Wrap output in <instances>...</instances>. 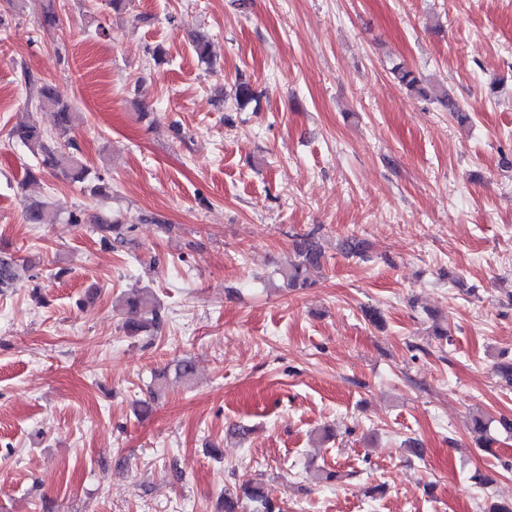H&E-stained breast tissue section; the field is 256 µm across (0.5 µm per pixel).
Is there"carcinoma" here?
<instances>
[{
  "instance_id": "carcinoma-1",
  "label": "carcinoma",
  "mask_w": 512,
  "mask_h": 512,
  "mask_svg": "<svg viewBox=\"0 0 512 512\" xmlns=\"http://www.w3.org/2000/svg\"><path fill=\"white\" fill-rule=\"evenodd\" d=\"M59 23V14L55 0H47L39 18V26L43 29L53 28ZM193 51L199 62L207 66L213 65L211 42L204 33H196L191 37ZM398 81L411 91L425 96L427 92L420 88V79L414 71L403 66L393 68ZM25 82L33 93L35 106L54 112V128L45 130L36 123H27L10 130L9 138L23 144L35 158V164L26 170L30 181L36 180L45 172L71 183L80 184L90 196L106 199L112 195V183L92 169L78 155L73 133L78 126V116L72 112L70 105L62 102L54 87L49 82H40L24 74ZM257 95L251 84L239 82L235 86L234 99L239 108H244ZM23 218L27 224H52L48 203L31 201L24 206ZM66 223L75 227L81 224H92L100 235V243L107 248H114L124 243L131 225L112 221L104 215H88L79 209L70 212ZM339 250L347 258H362L368 251V243L354 235L341 240ZM294 258L288 266L280 270V275L290 288H305L312 284L320 275L325 264L324 251L317 241L315 233L309 232L296 236L293 245ZM18 280L17 259L10 251L0 248V291L14 287ZM122 329L128 336H137L150 329L157 330L160 317L154 296L145 289L133 288L124 298L122 304ZM184 383H190L196 375V367L189 358L178 359L173 367L165 368L154 374V383L162 388L169 374ZM473 432L477 434L476 442L481 448H491L496 439L487 434V423L481 417L473 419ZM248 501L254 504L255 512H283L266 495L261 483L245 480L231 487L224 488L222 512H241L240 505Z\"/></svg>"
}]
</instances>
